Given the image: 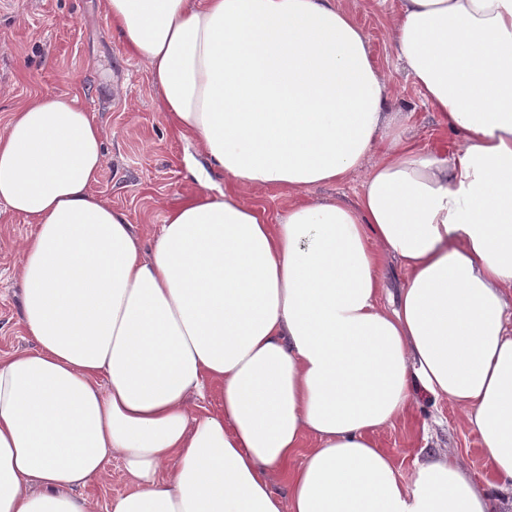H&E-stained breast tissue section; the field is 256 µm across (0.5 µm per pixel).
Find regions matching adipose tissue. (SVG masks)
I'll return each instance as SVG.
<instances>
[{"instance_id": "obj_1", "label": "adipose tissue", "mask_w": 512, "mask_h": 512, "mask_svg": "<svg viewBox=\"0 0 512 512\" xmlns=\"http://www.w3.org/2000/svg\"><path fill=\"white\" fill-rule=\"evenodd\" d=\"M188 172L223 187L143 242L92 186L101 129L75 94L0 128V205L31 226L32 348L0 359V512H512V0H397V61L451 138L393 132L390 79L340 0H107ZM362 179L268 223L245 191ZM406 282L379 302L384 260ZM478 433L403 475L374 435L415 391ZM314 448L303 449L304 437ZM129 486L125 483L122 476V462L120 459H112L107 467V473L91 483H89L82 492L93 500L97 507V512H105L106 505L112 497L125 493Z\"/></svg>"}]
</instances>
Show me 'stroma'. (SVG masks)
Segmentation results:
<instances>
[{
	"mask_svg": "<svg viewBox=\"0 0 512 512\" xmlns=\"http://www.w3.org/2000/svg\"><path fill=\"white\" fill-rule=\"evenodd\" d=\"M343 4L365 31L376 65L389 75L414 143L447 152L437 113L423 105L396 62L387 24L394 0ZM73 91L99 123L105 143L107 163L94 191L128 213L138 236L152 239L166 211L202 186L184 170L185 144L160 110L148 71L114 37L105 0H0V127L24 101ZM29 232L24 218L0 205V357L32 345L20 321L17 273ZM375 440L406 475L416 457L451 448L476 479L487 476L476 433L453 405L422 390L410 412Z\"/></svg>",
	"mask_w": 512,
	"mask_h": 512,
	"instance_id": "35a3bbf8",
	"label": "stroma"
}]
</instances>
